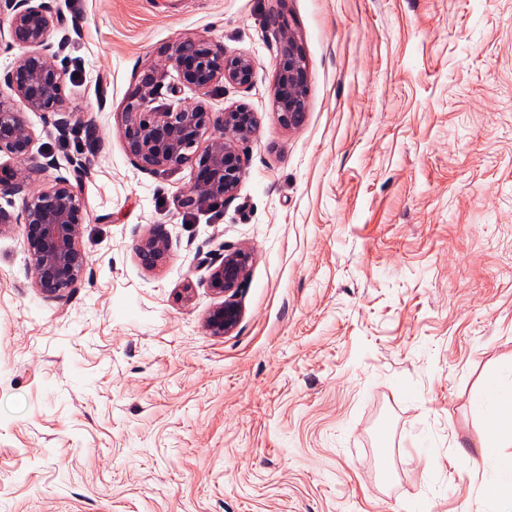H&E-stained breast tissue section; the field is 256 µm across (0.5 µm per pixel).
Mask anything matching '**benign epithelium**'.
<instances>
[{
	"label": "benign epithelium",
	"instance_id": "1",
	"mask_svg": "<svg viewBox=\"0 0 512 512\" xmlns=\"http://www.w3.org/2000/svg\"><path fill=\"white\" fill-rule=\"evenodd\" d=\"M11 14L8 33L0 32V52L15 49V57L4 82L11 90L0 96V155L13 161L32 157L35 134L22 119L25 111L43 113L61 136L71 124L64 111L66 77L54 58L66 47L68 36L57 46L47 43L51 28L61 18L38 0H0V10ZM165 67L172 69L179 83L164 86L162 77L147 71L121 113L126 151L135 166L147 172L176 168L195 159L191 188L177 196L179 209L191 212L211 199L232 195L246 169L241 144L256 132L253 112L244 105L224 111L222 132L208 135L211 113L200 104L182 106V88L205 95L217 82L247 89L252 83L253 60L248 55H228L206 38L185 39L165 51ZM308 64L303 48L292 34L281 40L274 98L279 121L300 126L306 116ZM0 188L22 199L21 214L0 208V231L11 224L25 228L24 246L28 272L43 294L61 297L76 287L88 264L80 246L87 217L86 204L66 178L35 189L29 177L0 166ZM168 238L152 234L137 247L141 264L153 269L169 256ZM251 253L228 250L219 264L211 266L209 285L224 301L208 314L206 325L212 335L232 332L242 317L233 293L247 274Z\"/></svg>",
	"mask_w": 512,
	"mask_h": 512
}]
</instances>
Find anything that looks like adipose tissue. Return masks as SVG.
<instances>
[{"label":"adipose tissue","mask_w":512,"mask_h":512,"mask_svg":"<svg viewBox=\"0 0 512 512\" xmlns=\"http://www.w3.org/2000/svg\"><path fill=\"white\" fill-rule=\"evenodd\" d=\"M475 407L484 418V427L475 442L483 456L512 446V382L490 380Z\"/></svg>","instance_id":"obj_1"}]
</instances>
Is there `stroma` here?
<instances>
[{"label":"stroma","instance_id":"stroma-1","mask_svg":"<svg viewBox=\"0 0 512 512\" xmlns=\"http://www.w3.org/2000/svg\"><path fill=\"white\" fill-rule=\"evenodd\" d=\"M45 2L98 141L23 112L22 167L43 188L83 162L88 266L43 295L22 225L0 232V512H494L512 447L473 449V401L512 373V0ZM283 19L309 64L296 128L274 105ZM196 37L252 57V85L183 99L245 105L257 131L234 194L189 213L193 162L139 170L121 114ZM236 248L242 318L215 336L208 266ZM169 250L168 238L163 233H155L141 240L137 254L145 268L153 269L168 258Z\"/></svg>","mask_w":512,"mask_h":512}]
</instances>
